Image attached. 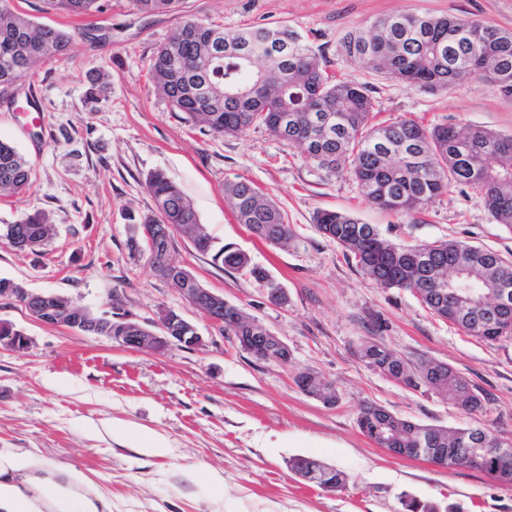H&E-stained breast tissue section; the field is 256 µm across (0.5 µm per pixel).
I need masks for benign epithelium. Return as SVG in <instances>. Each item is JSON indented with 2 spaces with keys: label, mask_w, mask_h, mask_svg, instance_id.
<instances>
[{
  "label": "benign epithelium",
  "mask_w": 512,
  "mask_h": 512,
  "mask_svg": "<svg viewBox=\"0 0 512 512\" xmlns=\"http://www.w3.org/2000/svg\"><path fill=\"white\" fill-rule=\"evenodd\" d=\"M170 235L166 224H144L141 237L150 252L163 253L164 266L180 273V277L190 282L194 277L183 265L175 262L165 242ZM184 298L207 319L224 326V297L203 287L182 288ZM0 293L19 298V302L35 320L50 325H61L83 333H104L120 346L141 351L162 353L172 345L187 349L205 346L198 328L181 314L162 308L154 321V328L147 329L134 317L121 314L114 317L96 316L87 309L74 307L68 299L55 293H33L24 288H3ZM512 309V290L502 288L494 300L491 311L496 314ZM250 335L234 337L242 351L261 361H281L288 358L290 351L287 343L279 336L269 332L258 324L249 326ZM31 339L23 331L5 322L0 325V348L14 351L28 349Z\"/></svg>",
  "instance_id": "7a95c632"
}]
</instances>
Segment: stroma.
Returning a JSON list of instances; mask_svg holds the SVG:
<instances>
[{
  "mask_svg": "<svg viewBox=\"0 0 512 512\" xmlns=\"http://www.w3.org/2000/svg\"><path fill=\"white\" fill-rule=\"evenodd\" d=\"M11 5L75 38L62 56L38 62L0 94V138L32 165L29 188L0 200V230L37 210L56 228L38 254L0 237V278L97 315L117 306L146 326L159 309H172L206 344L162 354L128 350L105 336L41 324L0 297V320L31 339L21 352L0 349V452L84 473L112 512H405L408 498L437 512H512V487L476 470L391 455L357 425L360 408L374 404L422 424L481 426L512 439V340L469 336L433 316L414 292L376 284L317 230L313 216L343 211L400 244L457 239L504 256H512V229L469 186L450 187L415 215L378 209L351 177L319 168L265 127L224 135L185 122L149 73L154 51L186 19L227 31L285 24L311 44L327 72L368 84L374 123L406 118L512 136V98L492 83L465 80L423 92L340 51L346 33L389 14L453 15L512 32V0H179L174 11L150 16L131 0H109L104 13L85 18L46 11L43 0ZM100 72L112 84L93 103L91 78ZM29 107L39 125H29ZM154 170L181 188L216 243L235 244L286 288L287 304L272 303L247 271L213 264L182 236L172 240V258L280 336L291 364L241 351L147 256L129 251L126 217L153 209L145 177ZM238 176L287 215L288 247L267 245L237 223L224 184ZM366 341L404 359L449 364L484 394L483 410L466 414L433 391L370 369L357 356ZM300 370L333 383L339 404L303 394L292 380ZM138 426L163 435L169 453L141 454L131 436ZM293 457L341 471L345 487L328 491L297 477L288 468ZM215 471L223 483L211 480Z\"/></svg>",
  "mask_w": 512,
  "mask_h": 512,
  "instance_id": "1",
  "label": "stroma"
}]
</instances>
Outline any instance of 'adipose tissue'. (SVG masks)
I'll return each mask as SVG.
<instances>
[{
	"instance_id": "obj_1",
	"label": "adipose tissue",
	"mask_w": 512,
	"mask_h": 512,
	"mask_svg": "<svg viewBox=\"0 0 512 512\" xmlns=\"http://www.w3.org/2000/svg\"><path fill=\"white\" fill-rule=\"evenodd\" d=\"M87 478L79 472L68 474L67 483L52 480L31 479V493H24L19 487L0 484V504L8 506L10 512H33L35 498H43L46 507L53 512H112L107 502L98 500L87 490Z\"/></svg>"
}]
</instances>
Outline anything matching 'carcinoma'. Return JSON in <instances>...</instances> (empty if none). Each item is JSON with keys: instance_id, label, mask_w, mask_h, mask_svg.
Listing matches in <instances>:
<instances>
[{"instance_id": "obj_1", "label": "carcinoma", "mask_w": 512, "mask_h": 512, "mask_svg": "<svg viewBox=\"0 0 512 512\" xmlns=\"http://www.w3.org/2000/svg\"><path fill=\"white\" fill-rule=\"evenodd\" d=\"M54 10L77 16L103 12L109 0H45ZM137 11L151 15L169 11L178 0H132ZM73 34L36 24L15 12L10 0H0V92L26 77L41 60L63 54ZM341 51L388 79L434 92L467 76L497 85L512 96V33L481 21L430 14H395L375 19L366 31H351ZM149 72L172 110L206 125L218 134H235L255 123L298 146L323 169L346 172L373 206L413 213L448 192L452 185L477 189L494 219L512 228V136L481 127L425 126L413 119L389 125L371 124L374 103L370 88L355 80H336L322 66L308 41L287 25L255 26L225 31L200 20L183 21L152 55ZM288 134L280 133L283 115ZM29 162L8 141L0 140V195H16L30 185ZM155 209L127 217L129 250L137 253L140 227L167 224L171 233L189 236L196 249L232 270H247L266 288L269 272L252 264L247 253L232 244L219 247L199 222L180 187L163 172L145 178ZM225 194L239 223L259 240L280 247L292 233L285 214L253 182L240 178L225 185ZM318 231L342 247L356 267L384 288L413 291L435 316L468 335L489 342L512 338V314L505 321L485 319L477 299L439 306L435 283L421 274L427 261L436 278L455 288L461 275L490 304L497 288L512 289V259L487 248L458 240L415 245L395 244L377 227L336 210L314 216ZM4 237L20 249L36 252L48 244L51 228L45 213L35 211L7 227ZM253 322L240 307L224 303V335L244 336ZM367 366L412 389L424 386L472 414L484 397L445 363L418 358L404 361L385 346L367 341L358 350ZM310 392L339 401L335 386L312 372L300 371L294 381ZM360 431L380 448H397L413 457L411 448H440L448 465L457 466L474 447V427L444 429L399 418L382 407L363 406ZM291 470L317 475L309 481L322 486L345 485L343 473L309 458L290 460ZM477 470L512 486V452L488 454Z\"/></svg>"}]
</instances>
